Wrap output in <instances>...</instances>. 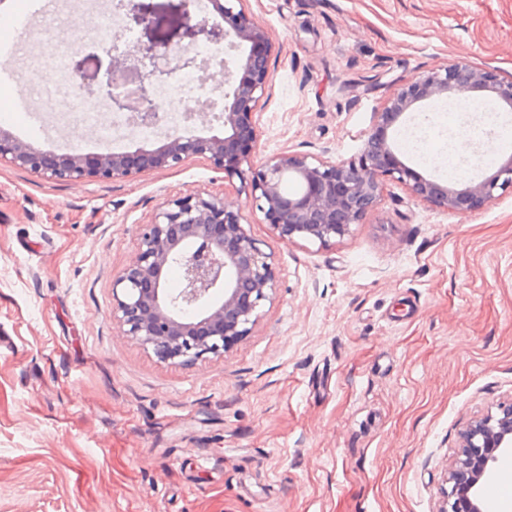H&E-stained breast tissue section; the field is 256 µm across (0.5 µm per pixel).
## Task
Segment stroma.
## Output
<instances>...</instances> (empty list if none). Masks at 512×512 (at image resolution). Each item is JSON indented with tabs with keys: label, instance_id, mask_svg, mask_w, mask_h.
Here are the masks:
<instances>
[{
	"label": "stroma",
	"instance_id": "obj_1",
	"mask_svg": "<svg viewBox=\"0 0 512 512\" xmlns=\"http://www.w3.org/2000/svg\"><path fill=\"white\" fill-rule=\"evenodd\" d=\"M273 52L257 107L259 156L357 155L398 85L452 60L512 76V0H243ZM108 0H57L7 65L14 134L35 148L122 153L44 112L56 55L79 82L110 58L79 44ZM491 106L425 103L461 136ZM441 138L398 157L425 175L480 180L512 154L490 139L454 168ZM242 205L278 288L246 336L190 364L160 360L112 318V286L142 225L175 196ZM245 179L197 156L175 168L73 183L0 165V512H440L475 417L512 401V189L456 215L394 181L349 235L288 243L246 203Z\"/></svg>",
	"mask_w": 512,
	"mask_h": 512
}]
</instances>
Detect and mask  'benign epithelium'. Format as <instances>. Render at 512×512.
<instances>
[{
	"mask_svg": "<svg viewBox=\"0 0 512 512\" xmlns=\"http://www.w3.org/2000/svg\"><path fill=\"white\" fill-rule=\"evenodd\" d=\"M211 0L215 18L195 19L189 0H165L157 11L152 0H113L123 27L138 33L134 49L112 57L105 80L87 91L115 112L130 114L134 127H153L161 108L160 90L177 68L203 70L196 49L224 44L234 65L224 62V109L213 115L224 136L167 135L153 150H140L132 162L115 152L68 154L39 152L0 128V164L29 170L49 179L79 181L115 179L144 170L174 168L194 156L207 157L227 175L242 173L256 153L259 129L255 115L264 93L273 45L262 21L231 2ZM483 92L500 110L512 112V76L452 61L418 79L399 85L374 114L357 156L313 157L304 153L265 158L248 187V203L264 215L286 242L304 240L325 245L351 233L373 213L385 180L404 185L422 202L452 214L481 209L498 189L512 187V154L496 170L463 186L426 177L396 155L398 125L416 117L423 102L435 97L469 98ZM299 189L289 193L285 178ZM242 208L224 198L200 193L164 201L154 220L142 225L138 252L113 284L112 318L120 332L157 357L181 364L220 354L227 338L245 335L263 302L278 288L271 257L242 224ZM181 267V288H165V274ZM458 466L452 471L441 512H482L481 482L494 476L497 453L512 448V402L497 412L470 420L462 433Z\"/></svg>",
	"mask_w": 512,
	"mask_h": 512,
	"instance_id": "benign-epithelium-1",
	"label": "benign epithelium"
}]
</instances>
